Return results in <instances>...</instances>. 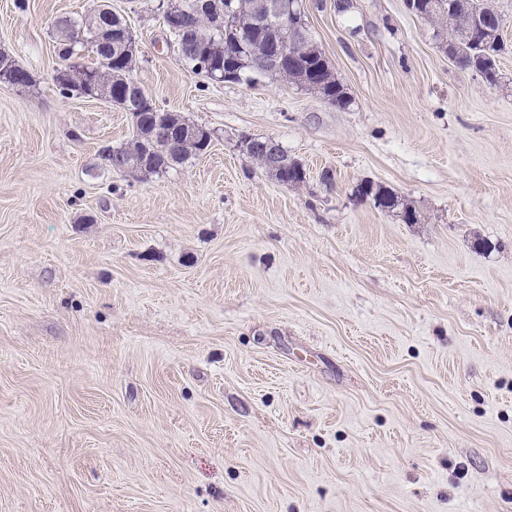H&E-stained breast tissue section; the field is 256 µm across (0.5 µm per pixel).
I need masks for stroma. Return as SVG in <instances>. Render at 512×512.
<instances>
[{
  "instance_id": "35a3bbf8",
  "label": "stroma",
  "mask_w": 512,
  "mask_h": 512,
  "mask_svg": "<svg viewBox=\"0 0 512 512\" xmlns=\"http://www.w3.org/2000/svg\"><path fill=\"white\" fill-rule=\"evenodd\" d=\"M158 3L112 0L132 76L213 139L132 175L129 114L52 81L97 0H0V512H512V0L495 86L405 0H303L342 107L194 73ZM70 29V36L71 39L78 43H73L70 39L68 28L72 27ZM87 26V20L86 17L81 18L80 20H64L61 22V25L57 23V36H58V45H59V57L61 59H71L75 58L76 56L80 54L81 52H87L89 54V50L86 48L85 45L87 44V37L85 34L84 28H76V27H83ZM81 43V44H79ZM210 143L211 140L207 145L200 141H183L173 161L164 168H158L145 160L146 149L144 144H146V140L141 138L140 132L133 124L131 139L118 147H112V170H117V164L124 162L126 165L136 166L134 171H140L143 174H159L184 164L190 158L203 156L206 154ZM240 150L242 153L247 156L251 161L256 163L261 169H264L268 174L274 177L278 182L285 183L288 179H292L294 181L293 185L300 186L305 183L306 179V171L303 168L302 164L291 157H288V152L285 150V153L282 155V161L284 165L277 169V171H273L270 169L264 158L262 153L259 151L258 147L252 148L249 150H245L241 141H240ZM368 183L369 186L375 191L379 193H383L390 201L391 205L388 210H385V212H394L399 211V216L402 218V220L407 224H416L417 222H409L407 219V215L410 211H415L410 205L404 202L401 197H399L391 188L387 187L386 185L382 183H375L372 181L365 182Z\"/></svg>"
}]
</instances>
